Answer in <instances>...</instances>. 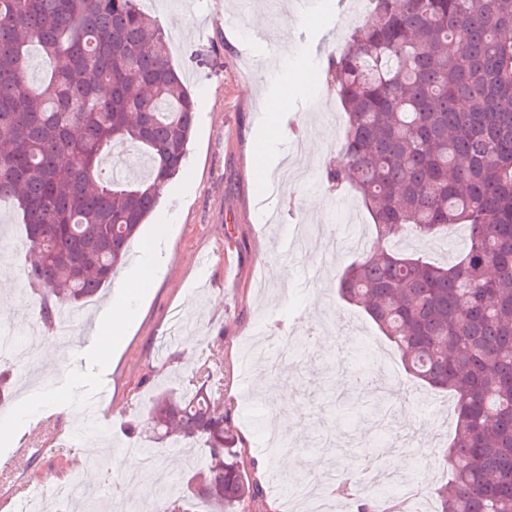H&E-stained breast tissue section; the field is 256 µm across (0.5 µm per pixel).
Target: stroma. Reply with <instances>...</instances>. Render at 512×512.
Masks as SVG:
<instances>
[{"label": "stroma", "instance_id": "1", "mask_svg": "<svg viewBox=\"0 0 512 512\" xmlns=\"http://www.w3.org/2000/svg\"><path fill=\"white\" fill-rule=\"evenodd\" d=\"M207 17L187 13L182 0H157L149 12L170 40L171 60L197 103V122L188 144L186 165L164 187L160 202L137 234L127 257L135 263L144 240L157 225L169 228L165 264L148 288L139 317L125 338L120 356L100 360L95 353L94 327L116 291L104 288L89 306H72V335L44 329L45 348L53 359L37 357L25 376L13 379L0 399V512H14L16 499L28 485L55 471L62 481L88 486L91 499L46 495L44 512H143L165 503L146 485L126 479L138 463L128 449L146 447V434L127 431L128 421L146 420L149 401L159 390L184 389L187 362L211 352L224 357L216 379L231 408V424L239 436L250 479L264 486L252 512H284L292 480L305 476L303 457L328 464L314 445L325 433L369 435V444L342 449L352 471H359L385 449L396 448L405 465L401 482L424 489L419 506L435 512V491L448 480L442 451L456 426L451 394L411 378L400 360L390 364L395 405L392 433H375L356 397L339 402L324 374L302 367L282 376L251 373V390L241 387L245 343L261 336L265 355L277 359L298 339H311L317 356L335 351L345 341L350 366L359 367L373 344L386 339L361 308L341 300L336 277L377 241L369 213L355 190H329L322 180L324 165L339 155L346 114L328 83L331 57L365 15L361 0H251L238 11V0H203ZM238 16L227 27L222 17ZM287 29L286 42L275 34ZM267 63L258 68L256 57ZM302 68L310 74L307 89L288 87V73ZM287 95L286 136L275 143L271 166L280 170L303 152L307 176L300 181L273 182L261 191L251 179L253 152L263 132L265 101ZM466 240L464 229L433 239L408 237L410 253L435 263L453 261ZM28 246L24 219L17 207L0 205V274L13 289L11 312L0 327L25 334L39 320V301L25 289L19 272ZM209 254L212 263L199 273L196 261ZM105 383L112 400L100 419L108 438L91 448L74 435L77 413L55 406L50 395L67 390L74 402L95 396ZM288 392L302 412L283 418L279 392ZM440 404L437 418L418 409L422 399ZM276 433L294 448L297 466L281 468V455L261 445ZM42 455H34V448ZM155 469L161 482L181 481L188 459L203 460L201 445L170 447L158 442Z\"/></svg>", "mask_w": 512, "mask_h": 512}]
</instances>
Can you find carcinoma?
<instances>
[{
    "label": "carcinoma",
    "mask_w": 512,
    "mask_h": 512,
    "mask_svg": "<svg viewBox=\"0 0 512 512\" xmlns=\"http://www.w3.org/2000/svg\"><path fill=\"white\" fill-rule=\"evenodd\" d=\"M328 75L346 114L342 154L323 181L362 196L377 237L468 230L438 265L375 247L338 276L404 370L455 400L456 428L438 512H512V0H372ZM48 62L29 76L28 53ZM196 102L169 38L137 0H0V201L26 219L24 279L40 316L112 282L131 241L185 166ZM128 144L149 162L126 176L102 160ZM221 364L197 366L194 390L158 393L150 438L203 443L205 470L168 497L249 512V480L231 410L216 404ZM357 512L379 509L373 496Z\"/></svg>",
    "instance_id": "carcinoma-1"
}]
</instances>
